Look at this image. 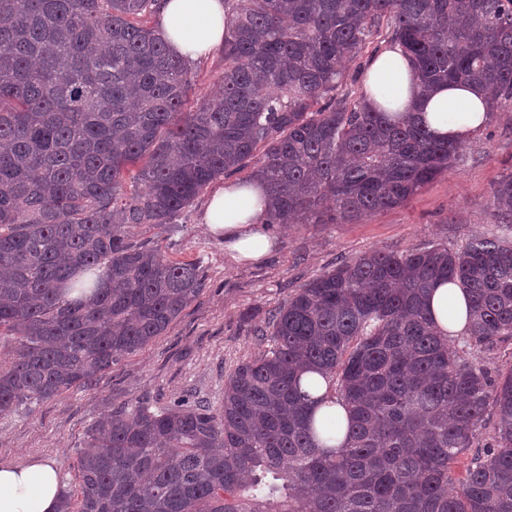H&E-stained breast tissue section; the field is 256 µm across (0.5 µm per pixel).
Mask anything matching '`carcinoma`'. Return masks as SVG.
Returning a JSON list of instances; mask_svg holds the SVG:
<instances>
[{
	"label": "carcinoma",
	"mask_w": 512,
	"mask_h": 512,
	"mask_svg": "<svg viewBox=\"0 0 512 512\" xmlns=\"http://www.w3.org/2000/svg\"><path fill=\"white\" fill-rule=\"evenodd\" d=\"M158 0H0V413L90 384L160 336L206 288L136 229L165 231L248 166L263 223L338 224L404 205L461 145L339 93L374 38L424 92L487 88L512 107V0H224L221 91L189 105L188 61L148 25ZM505 231L459 251L377 250L302 285L255 329L219 408L141 399L102 415L63 512H512V371L458 355L425 307L440 281L470 301L462 339L512 336V172ZM93 289L83 301L74 292ZM327 390L312 401L301 376ZM342 401L339 423L316 411ZM493 442L454 466L487 410Z\"/></svg>",
	"instance_id": "carcinoma-1"
}]
</instances>
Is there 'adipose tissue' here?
Here are the masks:
<instances>
[{
    "label": "adipose tissue",
    "instance_id": "1",
    "mask_svg": "<svg viewBox=\"0 0 512 512\" xmlns=\"http://www.w3.org/2000/svg\"><path fill=\"white\" fill-rule=\"evenodd\" d=\"M157 22L171 52L185 60H199L224 46V0H160ZM365 86L370 107L410 118L440 140L466 142L490 119L488 94L478 85L444 84L421 94L410 61L396 48L375 55ZM265 205L260 181H229L211 193L202 222L223 237L233 260L257 262L275 246L262 222ZM426 306L443 333L464 332L468 297L457 285L437 284ZM63 490L61 475L49 463H0V512H59Z\"/></svg>",
    "mask_w": 512,
    "mask_h": 512
}]
</instances>
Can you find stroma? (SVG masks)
Returning a JSON list of instances; mask_svg holds the SVG:
<instances>
[{"instance_id": "stroma-1", "label": "stroma", "mask_w": 512, "mask_h": 512, "mask_svg": "<svg viewBox=\"0 0 512 512\" xmlns=\"http://www.w3.org/2000/svg\"><path fill=\"white\" fill-rule=\"evenodd\" d=\"M191 98L203 102L222 85L224 59L213 53L192 63ZM512 167V109L495 113L463 145L454 166L404 205L341 224L275 228L279 246L258 262L237 263L223 238L202 224L199 196L171 232L151 231L173 261L199 262L207 286L161 335L128 355L87 387H74L31 407L0 414V462L42 461L78 493V459L87 433L106 410L149 399L164 407L189 397L219 406L224 382L242 362L268 346L254 327L266 312L316 275L375 250L416 251L432 245L462 249L497 233L493 189Z\"/></svg>"}]
</instances>
